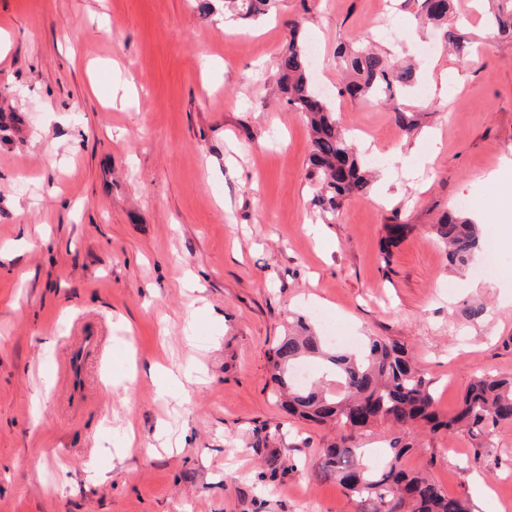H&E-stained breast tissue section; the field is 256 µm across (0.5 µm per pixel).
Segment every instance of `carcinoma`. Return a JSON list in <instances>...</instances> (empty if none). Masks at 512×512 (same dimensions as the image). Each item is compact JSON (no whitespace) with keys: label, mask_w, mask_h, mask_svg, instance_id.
Segmentation results:
<instances>
[{"label":"carcinoma","mask_w":512,"mask_h":512,"mask_svg":"<svg viewBox=\"0 0 512 512\" xmlns=\"http://www.w3.org/2000/svg\"><path fill=\"white\" fill-rule=\"evenodd\" d=\"M244 15L262 14L271 0H232ZM451 0H421L423 17L442 26ZM498 31L512 38V0H497L494 13ZM347 66L354 79L344 83L352 97L372 95L391 101L416 82L410 67H394L367 46L348 53ZM279 91L284 103L298 108L311 130L309 164L316 179L314 204L322 219L335 215L350 197L370 187L363 160L348 143L336 111L312 87L310 61L305 46L291 41L280 56ZM430 233L447 250L451 265L463 269L480 247L478 225L458 212L447 213L430 226ZM324 363L336 383L323 380L298 383L294 369L308 360ZM272 379L287 395L288 413L316 424H329L336 438L320 451L321 471L336 479L344 493L367 512H474L466 499L448 495L433 478L408 471L404 458L415 446L413 430L464 432L475 440L473 459L480 462L492 429L512 422V375L478 377L467 387L452 415L436 409L430 382L411 364L404 346L369 336L357 351L334 348L327 339L303 326L288 333L274 348ZM387 423L385 463L370 466L358 440L376 423Z\"/></svg>","instance_id":"cac0c4a2"}]
</instances>
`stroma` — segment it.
I'll return each instance as SVG.
<instances>
[{
    "instance_id": "stroma-1",
    "label": "stroma",
    "mask_w": 512,
    "mask_h": 512,
    "mask_svg": "<svg viewBox=\"0 0 512 512\" xmlns=\"http://www.w3.org/2000/svg\"><path fill=\"white\" fill-rule=\"evenodd\" d=\"M379 2L233 19L224 0H0V512H361L318 468L329 432L274 395L273 349L301 316L404 344L443 413L473 377L512 375V250L461 270L428 232L463 199L485 239L512 228V39L488 36L489 0H453L462 59L419 27L417 0ZM295 25L317 86L380 157L328 224L306 118L277 87ZM368 41L414 64L427 93L402 106L418 130L341 94L338 49ZM390 224L412 230L387 251ZM89 328L112 356L75 409L65 364ZM472 448L421 432L404 466L470 500L481 474L477 512H512V423L481 462Z\"/></svg>"
}]
</instances>
